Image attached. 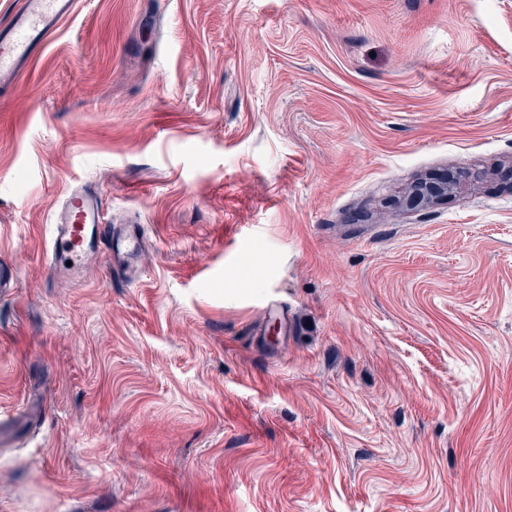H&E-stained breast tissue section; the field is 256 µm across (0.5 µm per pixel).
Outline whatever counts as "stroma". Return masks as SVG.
<instances>
[{
  "mask_svg": "<svg viewBox=\"0 0 512 512\" xmlns=\"http://www.w3.org/2000/svg\"><path fill=\"white\" fill-rule=\"evenodd\" d=\"M511 168L512 0H78L0 92V512H512ZM84 187L136 283L47 269ZM480 174V171L461 167L448 181H432L430 179L419 181L406 193L402 204L406 208L431 205L442 198L456 195L464 182L476 180Z\"/></svg>",
  "mask_w": 512,
  "mask_h": 512,
  "instance_id": "35a3bbf8",
  "label": "stroma"
}]
</instances>
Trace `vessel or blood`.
Instances as JSON below:
<instances>
[{"mask_svg":"<svg viewBox=\"0 0 512 512\" xmlns=\"http://www.w3.org/2000/svg\"><path fill=\"white\" fill-rule=\"evenodd\" d=\"M75 8L76 0H23L20 8L0 20V88H18L48 39ZM50 229L54 252L74 263L89 254L94 236H107L112 242V270L134 276L133 261L142 238L137 232H118L102 224L100 201L91 190H73L55 212Z\"/></svg>","mask_w":512,"mask_h":512,"instance_id":"b4317fda","label":"vessel or blood"}]
</instances>
